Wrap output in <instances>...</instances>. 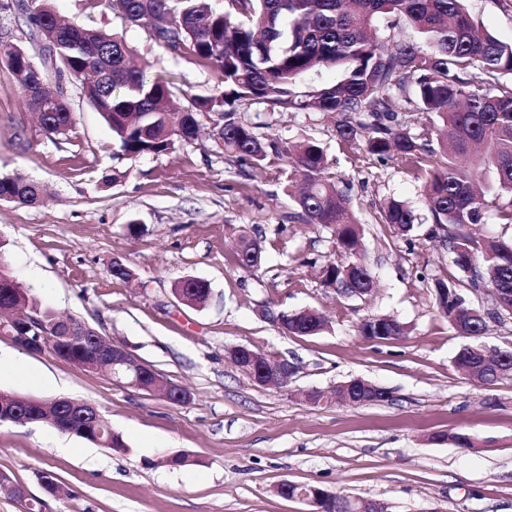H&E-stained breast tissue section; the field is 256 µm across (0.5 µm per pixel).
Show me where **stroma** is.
<instances>
[{"mask_svg": "<svg viewBox=\"0 0 512 512\" xmlns=\"http://www.w3.org/2000/svg\"><path fill=\"white\" fill-rule=\"evenodd\" d=\"M63 19L123 34L136 62L186 93L218 95L217 77L194 57L159 47L148 29L124 22L108 0H49ZM471 14L512 41V0H467ZM33 0H0V41L28 51L49 89L73 111L66 134L47 137L0 58V176L41 184L36 207L0 201V264L58 312L131 348L164 380L187 389L176 404L158 393L114 385L50 350L29 352L0 336V392L94 403L123 443L113 449L44 422L0 423V471L42 502V512H315L276 488L289 482L343 496L383 500L393 512H512V379L482 387L458 371L461 337L437 310L434 279L455 271L430 237L420 182L397 161L379 162L335 137L317 113L271 114L269 136H308L328 148L331 176L347 189L363 224L362 250L377 279L371 296L343 298L321 270L339 260L327 229L294 219L284 178H255L217 150L202 119L194 144L131 160L121 155L79 84L63 78L31 34ZM406 201L424 221L409 238L377 224L381 201ZM259 239L258 270L240 268L231 245L240 230ZM136 280L112 276L113 259ZM205 280L211 299L192 308L175 293ZM314 308L316 336L282 334L262 312ZM389 315L406 335L369 341L360 323ZM246 345L298 365L288 390L255 385L224 357ZM361 377L391 401L315 406L303 390ZM465 431L474 448L436 442ZM192 463L156 465L161 455ZM51 473L67 496L41 486Z\"/></svg>", "mask_w": 512, "mask_h": 512, "instance_id": "1", "label": "stroma"}]
</instances>
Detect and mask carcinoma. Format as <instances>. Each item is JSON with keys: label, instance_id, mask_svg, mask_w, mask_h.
I'll return each instance as SVG.
<instances>
[{"label": "carcinoma", "instance_id": "obj_1", "mask_svg": "<svg viewBox=\"0 0 512 512\" xmlns=\"http://www.w3.org/2000/svg\"><path fill=\"white\" fill-rule=\"evenodd\" d=\"M112 11L151 31L155 43L208 65L224 84L215 96L195 95L174 111L175 84L129 65L132 50L122 35L61 22L42 3L30 13L42 45L53 50L64 69L89 76L82 92L112 129L119 151L130 159L165 154L176 143L197 140L200 118L212 119L211 136L224 154L256 170L280 166L288 196L306 224L331 229L342 259L323 268L324 283L351 297L374 287L369 264L360 254L361 224L350 199L329 174L322 143L301 137L280 140L259 132L263 123L242 109L262 106L268 113L313 109L331 119L337 139L350 149L379 159L392 158L423 184L434 229L448 245L461 277L433 284L437 309L465 339L454 362L461 371L477 361L475 350L489 322L512 320V240L483 237L480 225L494 211L496 223L512 226V42L481 32L465 0H109ZM404 24L414 39L389 31ZM28 106L39 115L48 137L65 134L72 111L62 97L50 110L40 105L39 79L18 58L8 60ZM334 70L340 78L308 91L299 82L311 72ZM494 191L493 199L488 192ZM42 185H17L0 177V196L34 206ZM421 217L409 205L389 199L376 222L406 236ZM237 264L257 269L262 252L243 231ZM0 268V306L20 304L39 310L42 323L60 318L29 288L6 283ZM484 288L498 294L497 308L480 323L462 316L473 309L464 291ZM210 285L192 282L188 304L202 307ZM403 335L405 326L372 317L360 335L382 339L387 324ZM288 334L314 336L325 327L316 310L291 311ZM504 364H489L472 379L494 384L500 369L512 378V348Z\"/></svg>", "mask_w": 512, "mask_h": 512}]
</instances>
